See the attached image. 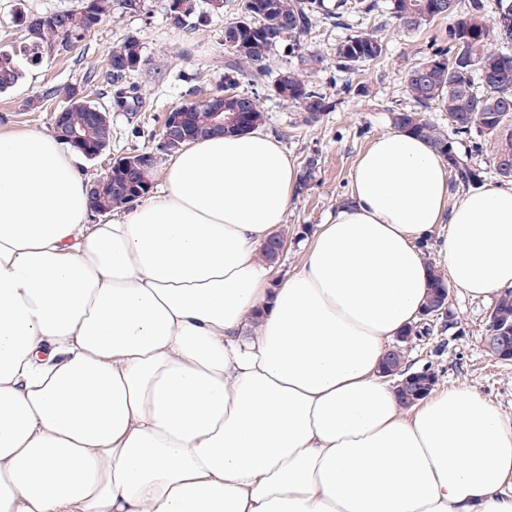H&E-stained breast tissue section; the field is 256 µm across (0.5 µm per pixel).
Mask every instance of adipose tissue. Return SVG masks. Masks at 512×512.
<instances>
[{
    "mask_svg": "<svg viewBox=\"0 0 512 512\" xmlns=\"http://www.w3.org/2000/svg\"><path fill=\"white\" fill-rule=\"evenodd\" d=\"M449 176L378 134L275 283L258 249L299 181L277 138L183 148L93 224L77 153L0 125V512H512L499 408L451 387L407 409L379 376L429 239L468 296L512 292V187L455 199Z\"/></svg>",
    "mask_w": 512,
    "mask_h": 512,
    "instance_id": "1",
    "label": "adipose tissue"
}]
</instances>
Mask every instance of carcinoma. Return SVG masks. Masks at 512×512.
Returning <instances> with one entry per match:
<instances>
[{
  "label": "carcinoma",
  "mask_w": 512,
  "mask_h": 512,
  "mask_svg": "<svg viewBox=\"0 0 512 512\" xmlns=\"http://www.w3.org/2000/svg\"><path fill=\"white\" fill-rule=\"evenodd\" d=\"M88 15H83L85 0L52 13L18 12L16 21L25 31L18 49H0V91L14 87L23 76V65L38 66L52 54L68 53L90 35L112 11V0H90ZM185 4L179 27L194 30L205 16L197 13L196 0ZM370 12L376 0H336V18L345 8ZM389 10L399 30L420 31L437 18H452L448 44L430 48L426 56L408 70L404 77L406 92L414 103L410 110L391 112L394 128L426 140L448 162L453 186L476 187L485 181L482 168L472 162L483 152L485 137L493 140L492 167L503 182L512 181V14L508 19L484 15L483 0H390ZM241 15L224 26V76L230 83L246 81L252 86L266 83L270 71L267 61L271 52L282 44L300 50L311 35L316 18L329 13L324 0H240ZM385 50L382 37L374 32L351 35L336 47V62L344 69L380 58ZM301 70L279 72L273 89L282 99L297 105L316 121L330 111L327 96L309 79L323 67L318 55L301 57ZM145 66L140 40L126 37L112 48L103 78L116 92L115 104L125 107L139 102L138 88L126 85L127 78ZM83 93L82 104L69 109V125L77 130L88 147L98 145L101 130L89 117L90 112H105L95 104L85 89L70 88L72 95ZM194 100L172 108L183 115L185 125L200 134L208 130L213 113L247 109L260 111L258 97L250 95L226 106L221 85L207 89L194 85L188 89ZM444 112L448 127L431 120L427 113ZM469 143L468 152H459L457 144ZM121 156L112 162L111 175L102 179L101 189L93 200L95 209L113 212L142 198L152 183L133 178ZM448 282L441 272L432 270L431 291L427 305H432ZM489 317L500 321L498 335L512 336V294L500 297Z\"/></svg>",
  "instance_id": "carcinoma-1"
}]
</instances>
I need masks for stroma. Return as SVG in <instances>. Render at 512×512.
<instances>
[{
  "mask_svg": "<svg viewBox=\"0 0 512 512\" xmlns=\"http://www.w3.org/2000/svg\"><path fill=\"white\" fill-rule=\"evenodd\" d=\"M76 0H0V45L21 43L23 31L15 22L18 10L49 13L75 5ZM166 0H151L149 13H112L80 47L68 56L54 55L37 67L26 68L12 88L0 91V123L15 130L53 127V114L65 104V91L80 86L91 67H103L112 47L134 35L143 47L146 64L130 80L140 88L142 102L134 111L113 110L112 141L98 158L83 161V169L94 178L102 176L113 158L133 150L155 147L160 140L164 115L175 105L188 102L192 78L216 83L224 78V27L240 15L239 0H228L224 9L210 13L203 26L189 31L170 25ZM449 20L438 19L420 32L407 35L394 25L388 0H378L369 13L348 12L342 22L317 19L304 43L305 53L323 56L325 66L315 76L331 112L317 121L280 98L272 86L252 89L240 82L241 92H257L265 121L263 132L277 137L297 166L314 162L308 187L292 198L285 224L288 249L275 272L285 276L301 263L299 242L334 212L349 196L350 174L358 155L376 135L390 125V112L412 108L404 88L406 72L422 59L430 46L448 39ZM374 30L385 45L383 55L353 70L338 68L336 47L346 37ZM55 87L53 100H42L48 87ZM495 298L473 299L457 286L449 288L454 324L434 321L428 336L413 341L407 353L409 367L432 364L438 388H471L499 407L512 420V362L486 353L483 339L487 316Z\"/></svg>",
  "mask_w": 512,
  "mask_h": 512,
  "instance_id": "1",
  "label": "stroma"
}]
</instances>
